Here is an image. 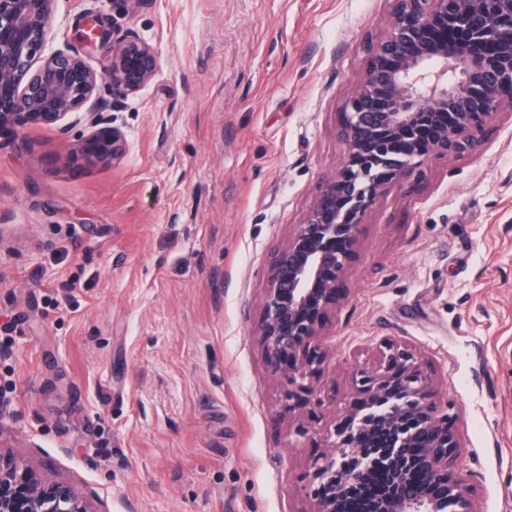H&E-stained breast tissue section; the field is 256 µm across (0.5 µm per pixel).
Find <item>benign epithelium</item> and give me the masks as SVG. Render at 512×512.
Returning <instances> with one entry per match:
<instances>
[{
    "instance_id": "benign-epithelium-1",
    "label": "benign epithelium",
    "mask_w": 512,
    "mask_h": 512,
    "mask_svg": "<svg viewBox=\"0 0 512 512\" xmlns=\"http://www.w3.org/2000/svg\"><path fill=\"white\" fill-rule=\"evenodd\" d=\"M57 0H0V131L31 125L65 131L85 123L77 152L106 166L128 148L125 134L102 117L98 84L123 101L160 69L154 47L135 32L112 42L100 70L83 48L104 39L90 19L79 44L48 47ZM451 32L454 38L438 37ZM512 101V0H393L389 30L370 45L367 70L342 109L346 145L341 169L322 180L316 200L283 245L274 249L257 334L266 370H286L285 400L315 392L323 336L339 303L337 281L359 241L377 196L410 185L434 155L476 152L488 120ZM361 405L334 430L336 451L313 459L311 512H339L374 475L363 447L373 437L392 491L374 512H474L461 476V446L448 425L431 375L416 355L391 341L379 370L355 378ZM0 512H92L70 486L0 450Z\"/></svg>"
}]
</instances>
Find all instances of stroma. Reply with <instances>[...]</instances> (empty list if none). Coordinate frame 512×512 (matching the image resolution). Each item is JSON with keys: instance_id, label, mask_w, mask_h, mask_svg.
I'll return each instance as SVG.
<instances>
[{"instance_id": "35a3bbf8", "label": "stroma", "mask_w": 512, "mask_h": 512, "mask_svg": "<svg viewBox=\"0 0 512 512\" xmlns=\"http://www.w3.org/2000/svg\"><path fill=\"white\" fill-rule=\"evenodd\" d=\"M392 0H57L157 50L88 132H0V445L100 512H308L327 451L391 339L434 372L477 512H512V107L476 153L375 201L338 280L316 403L286 407L256 334L268 266L342 165L341 107Z\"/></svg>"}]
</instances>
